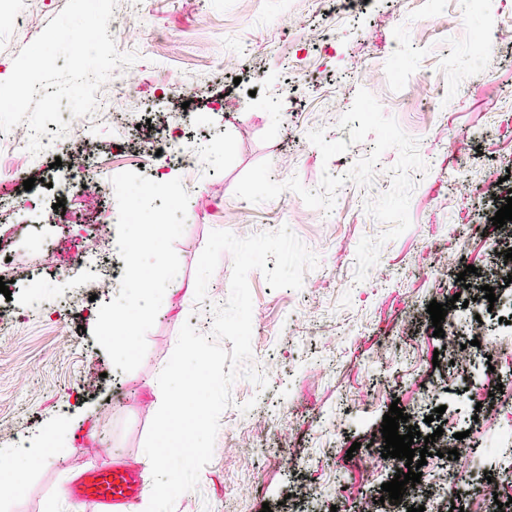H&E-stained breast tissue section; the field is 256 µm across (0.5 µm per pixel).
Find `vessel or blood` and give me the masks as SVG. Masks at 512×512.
<instances>
[{"label":"vessel or blood","mask_w":512,"mask_h":512,"mask_svg":"<svg viewBox=\"0 0 512 512\" xmlns=\"http://www.w3.org/2000/svg\"><path fill=\"white\" fill-rule=\"evenodd\" d=\"M77 490L79 498L95 512H133L140 495L131 474L114 467L86 471Z\"/></svg>","instance_id":"vessel-or-blood-1"}]
</instances>
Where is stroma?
<instances>
[{
  "label": "stroma",
  "mask_w": 512,
  "mask_h": 512,
  "mask_svg": "<svg viewBox=\"0 0 512 512\" xmlns=\"http://www.w3.org/2000/svg\"><path fill=\"white\" fill-rule=\"evenodd\" d=\"M66 2L15 0L18 21L0 24V81ZM112 24L132 32L126 50L137 59L114 70L111 95L133 101L145 122L120 126L113 113L101 114L92 158L102 179L125 171L157 178L162 168L144 157L143 144L158 109L176 116L151 133L158 149L174 142L189 151L205 139L216 147L194 167L170 169L189 194L185 230L174 244L180 270L146 335V356L129 373L115 369L97 344L100 303L80 288L103 269L116 280L124 274L114 193L76 201L54 154L0 149V201L24 195L31 178L33 194L49 206L64 199L67 214L63 228L23 210L0 222V277L10 283L9 295L0 294V482L18 486L6 512H88L69 488L91 465L147 475L144 441L162 402L157 377L181 326L209 333L213 306L230 293L226 252L206 300L194 299L197 262L213 230L243 238L286 225L318 265L298 291L271 289L262 272L249 273L251 364L269 386L234 382L213 458L174 512H366L394 477L363 462L383 450L379 431L394 402L421 433L415 448L456 421L464 434L459 447L477 449L496 476L512 407L495 396L476 404L462 383L481 363L467 345L475 333L496 341L498 364L512 360V329L504 323L512 289H496L492 311L473 302L456 308L451 344L434 336L427 307L459 293L457 275L466 266L479 271L474 284L490 282L512 246V230L492 223L512 193V0H117ZM473 24L488 38L480 52L469 45ZM186 78L202 92L185 108L176 88ZM361 88L418 140L429 170L412 174L410 229L382 247L359 282L360 239L386 229L364 205L389 189L396 149L381 155L371 186L349 181L338 189L328 213L292 191L252 204L234 190L263 161L273 181L295 176L309 189L318 188L323 172L346 174L372 152L374 137L326 161L308 134L320 128L326 140L349 141L339 119ZM191 112L204 113L205 125L188 122ZM99 222L104 237L87 236L84 225ZM27 224L48 251L36 250ZM77 253L101 263L73 264ZM59 266L67 276H56ZM37 281L43 290L36 308L30 292ZM87 379L96 380L94 389L84 388ZM440 406L443 417L426 423ZM53 428L63 446L58 453L45 445ZM25 450L29 468L11 475Z\"/></svg>",
  "instance_id": "1"
}]
</instances>
